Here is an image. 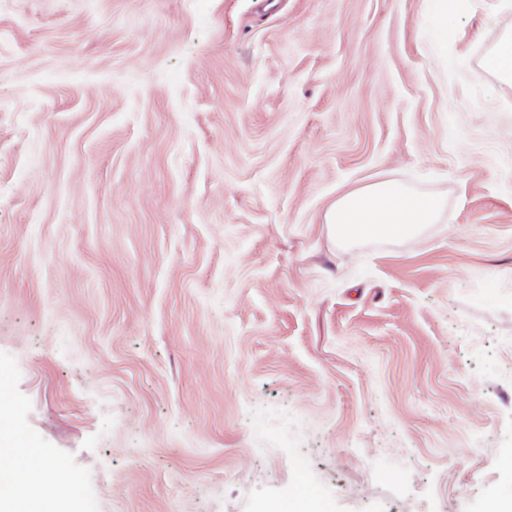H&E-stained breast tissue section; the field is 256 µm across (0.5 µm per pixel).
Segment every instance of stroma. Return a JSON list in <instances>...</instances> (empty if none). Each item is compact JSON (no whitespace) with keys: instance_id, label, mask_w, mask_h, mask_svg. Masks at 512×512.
Wrapping results in <instances>:
<instances>
[{"instance_id":"obj_1","label":"stroma","mask_w":512,"mask_h":512,"mask_svg":"<svg viewBox=\"0 0 512 512\" xmlns=\"http://www.w3.org/2000/svg\"><path fill=\"white\" fill-rule=\"evenodd\" d=\"M0 0V373L81 512L512 498V0ZM379 180L417 238L332 240ZM485 69L502 81H512V34H505L485 61ZM440 213L437 198L412 194L397 182L381 180L340 197L328 211L326 224L337 243L413 238L424 224L436 223Z\"/></svg>"}]
</instances>
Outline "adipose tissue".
I'll use <instances>...</instances> for the list:
<instances>
[{"label":"adipose tissue","mask_w":512,"mask_h":512,"mask_svg":"<svg viewBox=\"0 0 512 512\" xmlns=\"http://www.w3.org/2000/svg\"><path fill=\"white\" fill-rule=\"evenodd\" d=\"M440 213L437 198L381 180L340 197L328 211L326 222L336 241L354 243L415 237L424 225L436 223ZM29 453L32 468L16 470L10 489L0 495V505L6 512H56L60 494L70 481L46 461L40 449L30 448Z\"/></svg>","instance_id":"1"}]
</instances>
